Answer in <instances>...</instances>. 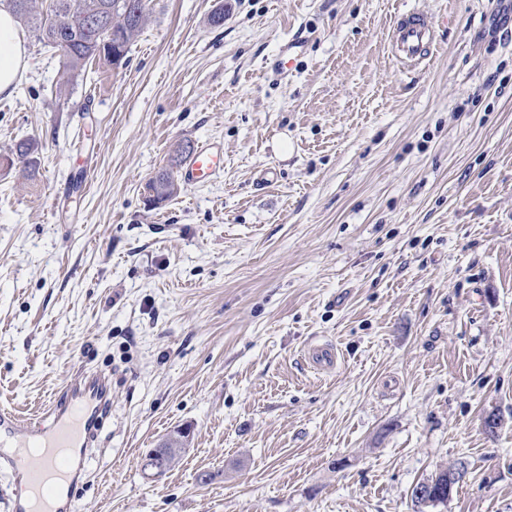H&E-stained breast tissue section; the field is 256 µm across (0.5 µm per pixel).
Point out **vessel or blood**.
Here are the masks:
<instances>
[{"label":"vessel or blood","instance_id":"vessel-or-blood-1","mask_svg":"<svg viewBox=\"0 0 512 512\" xmlns=\"http://www.w3.org/2000/svg\"><path fill=\"white\" fill-rule=\"evenodd\" d=\"M435 24L423 13L401 15L392 38V51L401 65L426 59L435 42ZM224 166L222 149L207 144L185 160L181 177L197 185ZM110 405L109 386L99 375L68 384L43 415L22 417L0 410V467L8 469L27 497H14L10 512H77L64 492L81 474L80 462L90 454L99 417Z\"/></svg>","mask_w":512,"mask_h":512}]
</instances>
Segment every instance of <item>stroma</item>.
Segmentation results:
<instances>
[{
  "label": "stroma",
  "mask_w": 512,
  "mask_h": 512,
  "mask_svg": "<svg viewBox=\"0 0 512 512\" xmlns=\"http://www.w3.org/2000/svg\"><path fill=\"white\" fill-rule=\"evenodd\" d=\"M413 9L437 41L404 68ZM24 40L0 405L109 377L80 512H415L459 466L426 512H512V0H152L104 77ZM212 141L223 169L153 205L175 147ZM435 24L423 13L402 14L396 23L392 51L401 65H411L426 59L435 42ZM459 468H457L458 470L441 471L431 479L426 480L427 482L421 485L424 487V495L421 497L416 495V488H413L412 498L416 505L429 507L447 501L453 487L461 480L455 479ZM461 468L465 472L464 467Z\"/></svg>",
  "instance_id": "stroma-1"
}]
</instances>
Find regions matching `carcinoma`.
<instances>
[{
	"label": "carcinoma",
	"instance_id": "1",
	"mask_svg": "<svg viewBox=\"0 0 512 512\" xmlns=\"http://www.w3.org/2000/svg\"><path fill=\"white\" fill-rule=\"evenodd\" d=\"M0 4L58 57L64 72L80 70L94 61L106 73L126 62L145 22L149 0H50L44 8L37 7L35 0H0ZM16 156L19 173L31 178V144L18 143ZM148 188L154 202L169 200L175 193L172 172L159 171ZM457 483L456 471H441L422 484L423 496L412 498L418 506H434L447 501Z\"/></svg>",
	"mask_w": 512,
	"mask_h": 512
}]
</instances>
